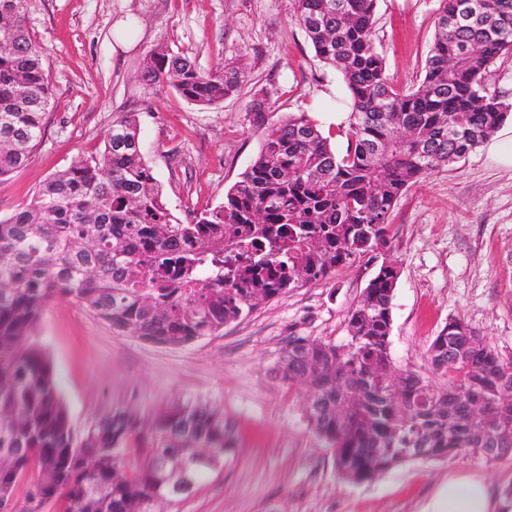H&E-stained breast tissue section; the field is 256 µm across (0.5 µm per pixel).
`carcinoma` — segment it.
I'll use <instances>...</instances> for the list:
<instances>
[{"mask_svg":"<svg viewBox=\"0 0 512 512\" xmlns=\"http://www.w3.org/2000/svg\"><path fill=\"white\" fill-rule=\"evenodd\" d=\"M316 57L342 78L350 109L336 151L306 113L269 122L224 204L184 224L163 201L136 119L112 122L103 151L45 178L0 216V498L40 512H157L191 496L237 452L232 423L200 403L151 416L112 412L75 436L51 363L33 340L47 305L70 300L117 334L181 347L214 336L259 303L369 253H386L392 211L412 185L469 155L512 111L491 66L512 53V0H440L424 75L393 86L373 40L377 0H293ZM28 0H0V181L25 167L45 134L46 49ZM245 75L204 71L164 49L144 59L145 85L171 84L215 107ZM399 279L383 263L350 312L340 344L292 337L273 367L306 385L305 415L339 476L363 483L418 459L512 456V357L484 337L443 328L430 370L390 356Z\"/></svg>","mask_w":512,"mask_h":512,"instance_id":"cac0c4a2","label":"carcinoma"}]
</instances>
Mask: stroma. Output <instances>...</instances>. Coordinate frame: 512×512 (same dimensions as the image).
I'll list each match as a JSON object with an SVG mask.
<instances>
[{
  "instance_id": "stroma-1",
  "label": "stroma",
  "mask_w": 512,
  "mask_h": 512,
  "mask_svg": "<svg viewBox=\"0 0 512 512\" xmlns=\"http://www.w3.org/2000/svg\"><path fill=\"white\" fill-rule=\"evenodd\" d=\"M439 0H378L374 39L386 76L418 83ZM28 25L47 51L52 88L45 136L29 164L0 182V215L26 203L52 173L97 155L113 120L132 113L144 158L181 221L220 206L256 157L254 101L274 118L335 108L340 76L315 55L293 0H29ZM162 47L198 68L238 64L245 81L204 108L172 86L147 88L146 55ZM491 142L408 188L392 214L389 255L369 254L325 279L260 303L223 330L183 347L120 335L84 307L58 300L35 336L52 365L76 436L119 408L156 412L202 402L235 425L239 451L196 493L163 512H426L452 476L483 479L504 512L512 456L461 454L406 463L373 481L340 477L304 414L306 388L271 372L290 337L344 342L351 310L384 260L400 277L392 300L395 367L428 369L427 350L459 319L512 356V166Z\"/></svg>"
}]
</instances>
